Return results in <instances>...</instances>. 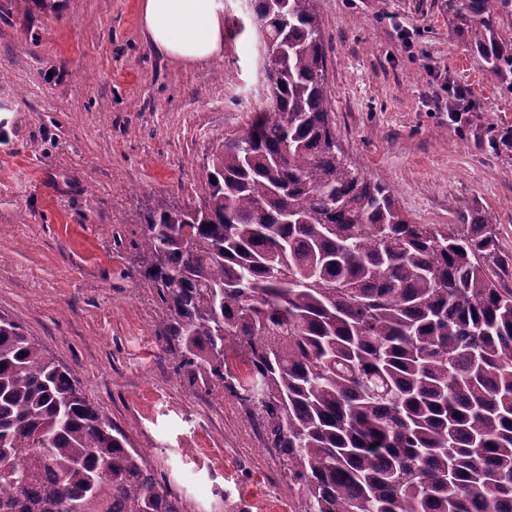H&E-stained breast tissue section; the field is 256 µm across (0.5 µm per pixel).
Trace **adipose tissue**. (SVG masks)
<instances>
[{"label": "adipose tissue", "instance_id": "1", "mask_svg": "<svg viewBox=\"0 0 512 512\" xmlns=\"http://www.w3.org/2000/svg\"><path fill=\"white\" fill-rule=\"evenodd\" d=\"M223 0H141L142 27L154 49L190 65L224 49Z\"/></svg>", "mask_w": 512, "mask_h": 512}]
</instances>
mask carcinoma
Returning <instances> with one entry per match:
<instances>
[{
  "mask_svg": "<svg viewBox=\"0 0 512 512\" xmlns=\"http://www.w3.org/2000/svg\"><path fill=\"white\" fill-rule=\"evenodd\" d=\"M266 98L202 192L140 217L176 372L220 381L300 512H512V289L495 228L415 224L336 141L314 0H249ZM512 85V0H444ZM0 512H188L0 314Z\"/></svg>",
  "mask_w": 512,
  "mask_h": 512,
  "instance_id": "cac0c4a2",
  "label": "carcinoma"
}]
</instances>
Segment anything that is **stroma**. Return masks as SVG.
Instances as JSON below:
<instances>
[{"label": "stroma", "mask_w": 512, "mask_h": 512, "mask_svg": "<svg viewBox=\"0 0 512 512\" xmlns=\"http://www.w3.org/2000/svg\"><path fill=\"white\" fill-rule=\"evenodd\" d=\"M139 0H0V314L74 371L191 512H299L282 460L220 385L175 372L142 271L138 215L201 190L265 92L246 0L224 53L158 54ZM336 138L417 224L481 210L512 288V90L455 34L442 0H314ZM476 109L450 121L436 74Z\"/></svg>", "instance_id": "35a3bbf8"}]
</instances>
